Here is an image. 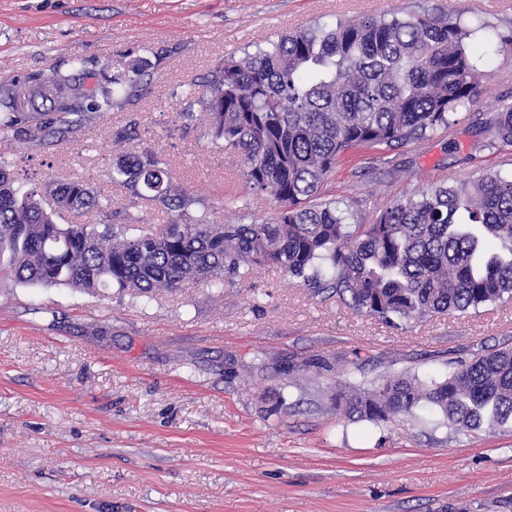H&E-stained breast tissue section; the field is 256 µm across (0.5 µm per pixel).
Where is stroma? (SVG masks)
<instances>
[{
	"mask_svg": "<svg viewBox=\"0 0 512 512\" xmlns=\"http://www.w3.org/2000/svg\"><path fill=\"white\" fill-rule=\"evenodd\" d=\"M419 6L485 21L479 98L433 136L342 157L321 199L369 218L482 171L511 177L512 147L484 143L512 103V0H0V81L76 57L152 63L137 97L51 147L0 134V161L25 190L85 181L156 231L171 213L131 204L110 179L112 133L133 119L137 145L169 163L196 211L235 223L223 198L247 193L243 160L209 141L192 85L289 30ZM188 109L195 120L181 119ZM510 346L512 304L395 327L274 268L150 299L5 281L0 512H512V423L459 431L425 407L356 423L332 402L348 383L427 384ZM313 359L328 369L284 372Z\"/></svg>",
	"mask_w": 512,
	"mask_h": 512,
	"instance_id": "1",
	"label": "stroma"
}]
</instances>
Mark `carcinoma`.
I'll use <instances>...</instances> for the list:
<instances>
[{"label": "carcinoma", "instance_id": "carcinoma-1", "mask_svg": "<svg viewBox=\"0 0 512 512\" xmlns=\"http://www.w3.org/2000/svg\"><path fill=\"white\" fill-rule=\"evenodd\" d=\"M462 10L340 18L300 27L206 75L208 136L241 153L249 188L275 203L270 224H212L178 191L167 162L131 146L112 182L176 213L156 233L112 221L108 200L78 180L21 193L0 164V281L90 294L116 288L151 297L186 280L232 281L276 268L331 288L389 324L478 311L512 302V178L486 171L399 199L369 222L349 223L334 201L311 204L339 158L377 145L426 138L455 122L481 92L474 33ZM151 62L135 57L112 76L110 60L74 59L50 74L0 83V132L44 144L135 95ZM489 148L512 146V107L489 126ZM101 214L94 224H59L60 213ZM428 406L466 431L512 422V347L465 361L423 387L401 375L336 394L354 421L386 422Z\"/></svg>", "mask_w": 512, "mask_h": 512}]
</instances>
